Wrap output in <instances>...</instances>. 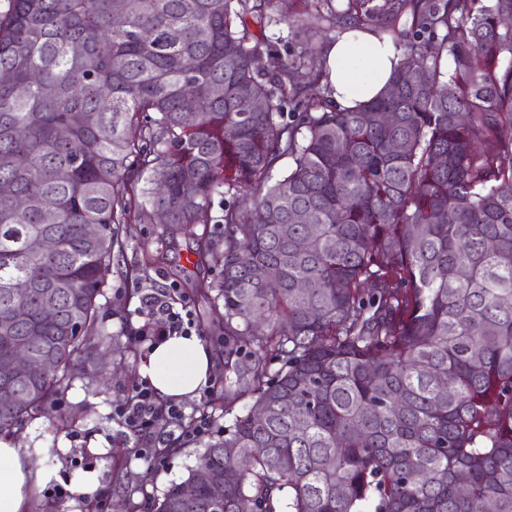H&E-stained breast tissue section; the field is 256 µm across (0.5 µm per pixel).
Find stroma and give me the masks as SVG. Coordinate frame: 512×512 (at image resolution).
I'll return each mask as SVG.
<instances>
[{
	"label": "stroma",
	"mask_w": 512,
	"mask_h": 512,
	"mask_svg": "<svg viewBox=\"0 0 512 512\" xmlns=\"http://www.w3.org/2000/svg\"><path fill=\"white\" fill-rule=\"evenodd\" d=\"M269 46L264 54L268 71H276L282 59L311 45L327 47L333 31L316 24L299 28L278 25L267 28ZM219 224H196L177 232L165 225L127 224L123 227L122 246L115 250L106 275L104 295L100 299L104 322L115 336L118 352L100 351L84 357L78 365L79 376L57 402L60 420L43 417L30 420L17 431L25 446L67 447L60 459V479L69 481L86 470H99L102 487L95 496L103 512H148V504L161 498L171 483L185 479L205 451L204 440L168 439L163 464L153 465L132 457L131 443L114 417L133 388L142 381L140 362L148 355L136 346L131 328L144 325L138 317L143 290L169 292L174 307L189 305L199 336L209 345L214 359V379L207 388V410L214 418L211 438L224 435L233 415L244 414L252 404L250 397L224 404V347L220 341L222 320L213 301L197 296L191 288L195 279H216V267H195V249L201 234L219 237ZM97 452H90V445Z\"/></svg>",
	"instance_id": "1"
}]
</instances>
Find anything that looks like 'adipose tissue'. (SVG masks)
<instances>
[{"instance_id":"obj_1","label":"adipose tissue","mask_w":512,"mask_h":512,"mask_svg":"<svg viewBox=\"0 0 512 512\" xmlns=\"http://www.w3.org/2000/svg\"><path fill=\"white\" fill-rule=\"evenodd\" d=\"M401 57L391 36L359 28L336 35L323 61L333 105L350 110L375 100L388 87ZM139 374L162 396L180 401L201 395L213 376V361L198 334H175L153 348ZM58 477V465H33L30 448L0 437V512H25L31 487Z\"/></svg>"}]
</instances>
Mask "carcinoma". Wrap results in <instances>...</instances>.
I'll list each match as a JSON object with an SVG mask.
<instances>
[{"mask_svg":"<svg viewBox=\"0 0 512 512\" xmlns=\"http://www.w3.org/2000/svg\"><path fill=\"white\" fill-rule=\"evenodd\" d=\"M303 2L328 29L406 18L442 36L409 43L382 96L338 110L313 51L265 72L266 29L301 21L288 0H137L120 24L125 0H10L0 359L24 341L55 364L0 399V436L57 417L76 360L108 335L121 225L162 212L172 231L224 225L198 238L196 265L221 272L195 288L223 301L225 371L247 374L224 409L249 395L266 416H235L153 512H512V0ZM38 237L57 251L32 254ZM17 304L29 318L6 329Z\"/></svg>","mask_w":512,"mask_h":512,"instance_id":"cac0c4a2","label":"carcinoma"}]
</instances>
